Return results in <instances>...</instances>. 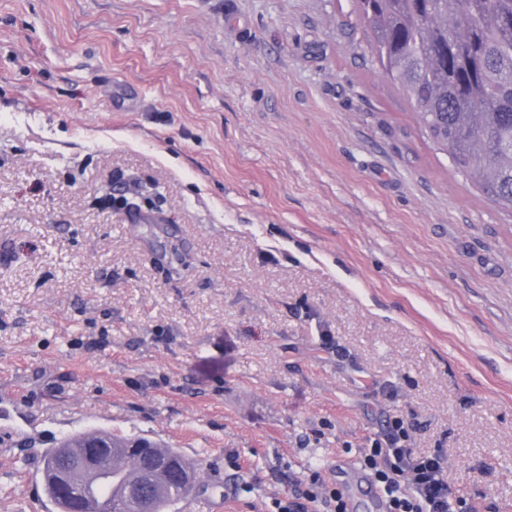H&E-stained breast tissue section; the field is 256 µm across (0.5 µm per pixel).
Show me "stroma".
<instances>
[{
	"label": "stroma",
	"mask_w": 512,
	"mask_h": 512,
	"mask_svg": "<svg viewBox=\"0 0 512 512\" xmlns=\"http://www.w3.org/2000/svg\"><path fill=\"white\" fill-rule=\"evenodd\" d=\"M393 416L512 512V213L422 132L355 0H0V512L42 456L179 449L168 512H271Z\"/></svg>",
	"instance_id": "stroma-1"
}]
</instances>
